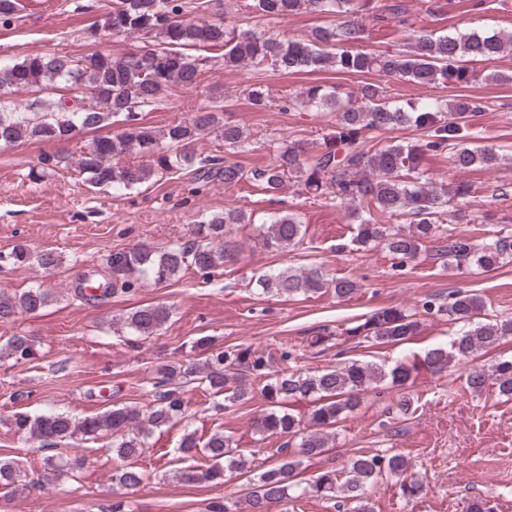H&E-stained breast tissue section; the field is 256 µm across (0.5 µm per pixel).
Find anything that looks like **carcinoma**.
<instances>
[{
    "label": "carcinoma",
    "mask_w": 512,
    "mask_h": 512,
    "mask_svg": "<svg viewBox=\"0 0 512 512\" xmlns=\"http://www.w3.org/2000/svg\"><path fill=\"white\" fill-rule=\"evenodd\" d=\"M210 0H113L112 10L102 25L86 29V39L96 42L105 34L152 41V48L121 55L94 51L85 55H36L10 64H0V91L12 88L55 90L63 84L65 93L56 100H42L33 112L0 111V145H12L24 138L64 139L81 129H98L109 125L113 117L125 115V125L115 136L100 137L77 161L80 171L88 174L93 187L130 190L157 174L186 173L195 181L214 182L233 188L251 179L260 182L270 193L282 190L294 178L307 193L328 195L336 206L346 210L351 223L357 225L354 241L361 246H383L399 264L414 260L424 243L435 236L438 215L451 201L467 194L455 183H435L423 179L419 172L422 158L435 152H448L458 169L472 166L494 167L512 163V154L492 147L474 145L478 140L468 118L487 109L481 98H460L452 103L434 97L419 107L405 109L389 101L386 85L367 82L344 94L329 91L321 84L304 87L302 96L322 112L336 114L334 129L322 141L309 147L301 141L289 143L268 167L248 172L229 160L224 163L198 162L183 150L201 135L214 134L232 152L245 140L243 130L224 119L216 109L200 110L187 121L168 126L162 132L141 122L139 113L168 99L180 88H194L201 82L211 58L192 55L190 50L211 47L224 49L225 67L242 64L268 66L287 73L334 70L338 74L376 73L385 81H412L420 85L453 84L467 86L478 79L498 84L511 83L512 73L479 76L473 63L491 61L512 51V36L485 35L476 32L438 37L417 35L406 48L382 53L359 48L365 15L375 20L399 17L402 6L389 0H254L253 8L262 17L283 20L301 13L314 12L331 18V22L311 32L304 39L275 36L243 30L237 24L193 21L188 14L204 11ZM89 90L94 103L84 100ZM414 127L420 139L411 142L391 140L375 150L367 145L372 132L394 131ZM136 151L149 157L146 164L121 165L115 159ZM410 219L412 230L395 227V220ZM249 223L245 212L228 208L194 225L192 243L175 244L157 249L139 244L111 252L106 265L109 282L101 292L130 293L145 281L164 283L191 267L210 274L222 267L237 264L239 247L229 235L233 224ZM305 234L301 220L294 214L278 215L263 232L264 245L281 251L298 244ZM512 249L507 238H499L480 248L467 238L448 233L441 252L452 261H467L492 272L501 267ZM14 266L32 261L44 268L55 266L51 252L33 255L24 244L15 245L6 254ZM261 293L278 297H308L333 292L338 298L354 294L357 283L346 277L328 280L317 269L284 270L264 273L255 278ZM48 302L43 289L29 288L18 295L0 294V323H8L22 313H36ZM427 314L448 316L459 326L451 346L428 350L423 364L441 372L451 363L467 359L482 348L512 335V319H488L484 301L475 294L457 290L451 301L436 304L426 301ZM170 317L163 305H142L121 318L123 334L148 337ZM419 322L408 311L396 307L377 309L362 322L344 330L351 339L364 338L381 343L400 344L417 333ZM192 349L207 353L193 362L181 360L159 366L153 394L141 406L114 405L106 411L74 419L66 413L48 411L38 415L18 412L12 419L16 433L40 449L63 440H89L101 435L112 439V453L124 462L116 475L126 489L139 486L143 473L138 460L144 453L147 438L156 430L185 418L187 402L182 387L197 381L224 394V401L234 404L247 397L251 385L246 374L265 375L267 363L250 347L212 349L210 339L201 337ZM4 350L15 362H27L36 355L34 342L26 336H12ZM385 377L404 387L411 368L399 363L389 370L354 361L318 373H277L263 387L274 409L258 417L253 424L260 435L288 433L300 435L296 448L262 472L257 480L247 479L243 503L217 505L212 512H276L288 499L308 493L335 498L342 493L355 499L362 487L386 476L401 479L403 497L413 499L423 492L422 484L406 477L410 463L402 456H365L350 458L339 470L321 472L311 484L300 486L298 476L305 461L326 451V436L321 432L333 427L343 416L354 411L360 395ZM493 385L498 394L512 398V359L501 360L491 370L473 369L466 374L468 388L481 392ZM311 400L305 432L297 428L294 415L280 408L283 401ZM179 452L203 454L210 465L202 469L186 466L177 472L185 484L221 483L226 475L243 476L252 472L249 458L232 438L222 432L200 441L196 433L183 435ZM17 466L0 460V488L8 496L17 491Z\"/></svg>",
    "instance_id": "1"
}]
</instances>
